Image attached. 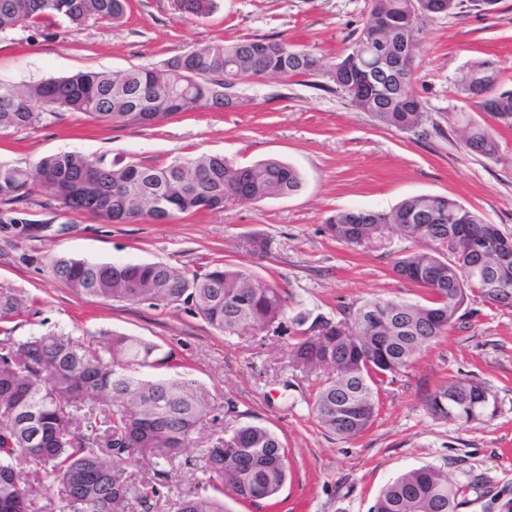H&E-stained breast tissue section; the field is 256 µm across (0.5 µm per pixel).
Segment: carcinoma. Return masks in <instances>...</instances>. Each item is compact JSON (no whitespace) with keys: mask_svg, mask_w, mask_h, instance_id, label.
<instances>
[{"mask_svg":"<svg viewBox=\"0 0 512 512\" xmlns=\"http://www.w3.org/2000/svg\"><path fill=\"white\" fill-rule=\"evenodd\" d=\"M128 0H0V33L58 16L79 30L90 21L121 22ZM179 8L204 18L215 0H179ZM462 8V0H372L368 17L340 60L316 56L274 37L217 40L166 59L155 67L120 74L87 70L21 86L0 83V132H18L43 113L65 108L104 124L154 125L173 116L224 109V73L246 77H321L357 109L380 124L417 134L424 106L410 88L412 64L397 71L375 67L369 46L424 19ZM461 94L481 116L454 112L471 151L497 157L499 129H512V90L500 87L488 61L470 65ZM39 187L62 205L113 224L137 218L164 223L180 214L222 210L233 203L286 197L302 186L293 167L267 159L234 165L221 154L176 158L158 167L106 164L81 153L40 160ZM28 169L0 164V201L30 191ZM339 242L361 246L395 227L426 249L403 255L392 270L425 289L424 302L379 298L343 311V318L295 317L297 367L318 382L313 410L319 426L342 439L363 433L379 404V386L394 380L425 350L455 327L473 294L512 310V237L505 236L457 198L417 195L389 212L351 210L327 220ZM488 241L472 250L469 235ZM57 276L75 293L105 300L187 307L224 335L258 334L282 326L286 298L247 268L224 262L189 274L162 263L114 264L60 259ZM27 309L15 288L0 286V512H45L37 487L56 489L60 512H128L131 500L151 512L162 499L170 512H224V494L252 505L275 498L290 474L288 452L269 428L241 425L216 438L199 458L211 492L170 497L167 463L191 447L193 435L214 410L195 380L140 374L161 368L169 356L160 345L112 335L110 359L62 331L25 339L7 324ZM479 380L438 387L427 410L438 419L470 421L490 405ZM92 433H86V430ZM148 460L151 476L140 482L128 468ZM441 470L423 466L400 474L377 495L370 512H459L466 488Z\"/></svg>","mask_w":512,"mask_h":512,"instance_id":"obj_1","label":"carcinoma"}]
</instances>
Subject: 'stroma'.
I'll list each match as a JSON object with an SVG mask.
<instances>
[{"label":"stroma","instance_id":"1","mask_svg":"<svg viewBox=\"0 0 512 512\" xmlns=\"http://www.w3.org/2000/svg\"><path fill=\"white\" fill-rule=\"evenodd\" d=\"M206 18L183 13L178 0H131L122 23L74 31L43 20L0 34V82L16 85L81 70L121 72L157 65L219 39L273 36L317 55L341 56L355 40L371 0H216ZM491 60L512 89V0L492 11L465 0L454 15L423 25L412 90L423 102L420 134L379 124L335 91L294 77L246 78L230 110L187 112L153 126L107 127L64 109L34 127L0 134V162L32 168L49 155L78 152L108 163L163 166L177 157L221 154L238 164L279 159L298 170L300 190L283 198L179 215L158 224H110L32 189L0 202V286L22 290L29 307L10 328L25 338L61 330L104 349L112 334L161 344L179 371L206 387L214 411L185 457L172 466L174 491L207 485L190 466L225 432L260 424L283 441L291 474L274 502L226 499L228 512H369L379 490L422 466L450 482L477 483L461 512H498L512 498V311L473 297L455 328L383 385L380 407L362 434L325 432L312 408L310 376L293 368V317L336 320L345 307L376 298L421 301L423 291L396 277L398 256L420 243L387 231L381 244L351 247L326 220L351 209L388 211L405 198L452 195L512 235V131L490 160L467 149L448 115L465 109L458 80L470 64ZM61 257L99 263H163L193 271L230 259L288 297L278 332L224 336L184 308L105 301L75 294L54 271ZM488 387L489 410L468 422L434 418L427 396L455 379Z\"/></svg>","mask_w":512,"mask_h":512}]
</instances>
